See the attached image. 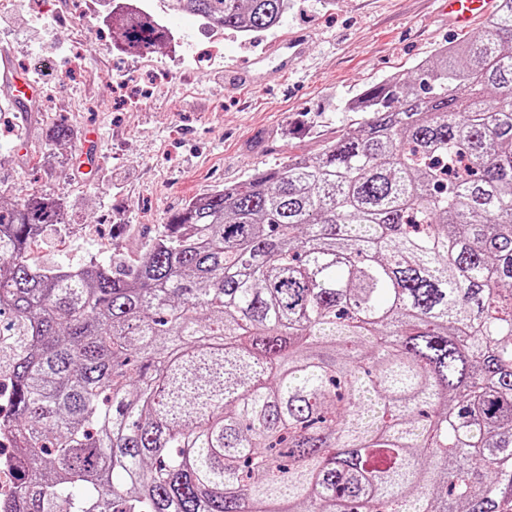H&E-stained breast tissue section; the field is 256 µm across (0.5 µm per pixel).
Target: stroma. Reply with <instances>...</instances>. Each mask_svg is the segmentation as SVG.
Segmentation results:
<instances>
[{
  "instance_id": "1",
  "label": "stroma",
  "mask_w": 512,
  "mask_h": 512,
  "mask_svg": "<svg viewBox=\"0 0 512 512\" xmlns=\"http://www.w3.org/2000/svg\"><path fill=\"white\" fill-rule=\"evenodd\" d=\"M0 0V45L42 89L28 112L11 109L0 133V202L36 194L62 200L66 232L46 228L31 253L41 265L77 264L144 241L192 198L317 155L349 128L347 101L456 40L437 0H291L276 29L254 40L228 32L222 55L200 62V20L163 16L170 38L145 55L121 50L102 0ZM311 36L312 48L278 75L271 42ZM261 58L262 79L230 88L225 78ZM129 83L128 106L112 96ZM75 137L51 145L48 125Z\"/></svg>"
}]
</instances>
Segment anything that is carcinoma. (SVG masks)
Segmentation results:
<instances>
[{
	"label": "carcinoma",
	"mask_w": 512,
	"mask_h": 512,
	"mask_svg": "<svg viewBox=\"0 0 512 512\" xmlns=\"http://www.w3.org/2000/svg\"><path fill=\"white\" fill-rule=\"evenodd\" d=\"M288 7L182 11L248 36ZM417 71L133 259L38 266L60 203L0 202V512H512V0ZM19 457L13 448H0V503L11 499L15 493V470Z\"/></svg>",
	"instance_id": "carcinoma-1"
}]
</instances>
